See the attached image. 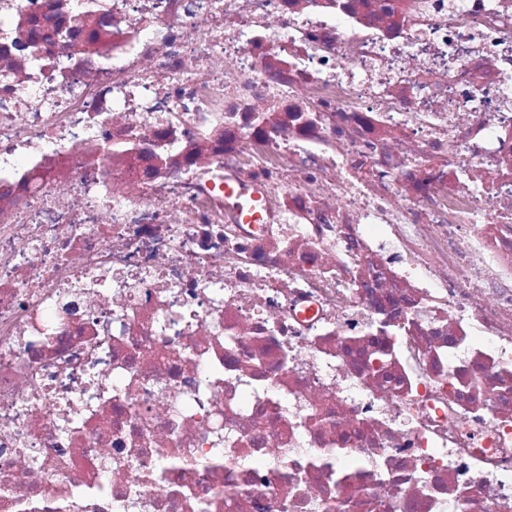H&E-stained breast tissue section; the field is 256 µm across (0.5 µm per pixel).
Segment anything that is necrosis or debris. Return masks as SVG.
<instances>
[{"instance_id":"4bbe7bcc","label":"necrosis or debris","mask_w":512,"mask_h":512,"mask_svg":"<svg viewBox=\"0 0 512 512\" xmlns=\"http://www.w3.org/2000/svg\"><path fill=\"white\" fill-rule=\"evenodd\" d=\"M0 512H512V0H0Z\"/></svg>"}]
</instances>
